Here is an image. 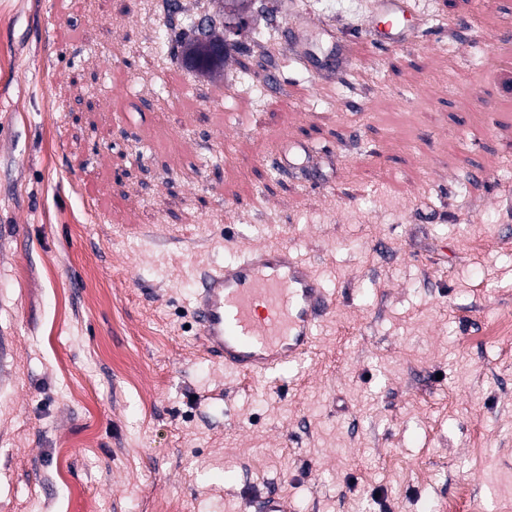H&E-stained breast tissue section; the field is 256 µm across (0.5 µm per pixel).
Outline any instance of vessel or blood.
<instances>
[{
  "label": "vessel or blood",
  "instance_id": "vessel-or-blood-1",
  "mask_svg": "<svg viewBox=\"0 0 512 512\" xmlns=\"http://www.w3.org/2000/svg\"><path fill=\"white\" fill-rule=\"evenodd\" d=\"M409 0H380V36L408 43ZM330 301L312 269L286 246L252 249L204 275L194 315L204 352L242 378L265 376L305 359ZM251 512H289L286 497L269 490L250 499Z\"/></svg>",
  "mask_w": 512,
  "mask_h": 512
}]
</instances>
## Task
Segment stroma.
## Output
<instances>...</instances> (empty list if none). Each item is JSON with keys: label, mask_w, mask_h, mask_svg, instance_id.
Returning a JSON list of instances; mask_svg holds the SVG:
<instances>
[{"label": "stroma", "mask_w": 512, "mask_h": 512, "mask_svg": "<svg viewBox=\"0 0 512 512\" xmlns=\"http://www.w3.org/2000/svg\"><path fill=\"white\" fill-rule=\"evenodd\" d=\"M266 6L301 43L248 87L160 59L149 0H0V512H512V17L415 0L392 49ZM276 245L333 306L243 380L192 303ZM249 508L253 512L289 511L288 500L276 490H268L253 499H249Z\"/></svg>", "instance_id": "obj_1"}]
</instances>
